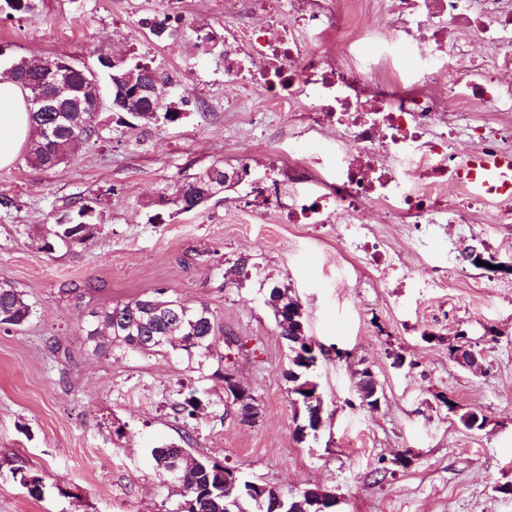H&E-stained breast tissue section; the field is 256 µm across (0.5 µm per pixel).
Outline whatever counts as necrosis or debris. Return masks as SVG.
Returning a JSON list of instances; mask_svg holds the SVG:
<instances>
[{"instance_id": "necrosis-or-debris-1", "label": "necrosis or debris", "mask_w": 512, "mask_h": 512, "mask_svg": "<svg viewBox=\"0 0 512 512\" xmlns=\"http://www.w3.org/2000/svg\"><path fill=\"white\" fill-rule=\"evenodd\" d=\"M480 35L485 55L449 40ZM336 45L311 48L304 33ZM224 78L260 86L277 110L306 104L334 127L336 150L310 155L287 224H338L366 262L404 274L363 215L404 225L411 236L488 219L512 224V202L488 206L454 177L460 143L512 154V0H240L224 33ZM428 61L420 79L401 66L410 47Z\"/></svg>"}]
</instances>
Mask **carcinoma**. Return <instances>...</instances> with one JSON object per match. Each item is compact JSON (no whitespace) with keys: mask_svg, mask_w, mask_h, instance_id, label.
Wrapping results in <instances>:
<instances>
[{"mask_svg":"<svg viewBox=\"0 0 512 512\" xmlns=\"http://www.w3.org/2000/svg\"><path fill=\"white\" fill-rule=\"evenodd\" d=\"M36 10V0H0V12L7 15L20 13L32 15ZM157 39H168L175 34L168 19L155 17L142 22ZM59 57L24 58L18 61L24 75L20 86L30 91L32 85H40L49 73V68ZM105 75L110 91V111L114 114L141 116L153 110L157 117H147L145 121L163 120L174 122L180 118L181 111L172 102L151 104L131 94L142 76L152 74L163 79L157 68L143 62L135 56L120 57L110 64L97 63L96 70L77 68L73 73L70 111L34 112L31 114L34 136L28 142L25 160L28 164L51 170L67 157L73 143L88 139L96 134L95 126L107 124L108 117L103 115L102 105L92 104L90 92L85 89L89 80ZM247 174L246 169L224 167V162L214 161L204 169L191 175L177 186L173 197L166 203L190 210L209 199L224 193ZM95 209L88 204L80 205L75 211V221L70 224L56 225L54 242L44 245L46 250L55 246L67 248L83 244L93 233ZM266 302L273 311L280 334L286 340L289 350V368L286 378L289 393L295 396L294 403L302 411L301 422L295 426L294 433L303 438L302 428L308 432L316 431L311 414L323 406V399H309V395L319 392L314 370L306 364L309 353L306 343L296 339L304 326V315L300 313L298 299L289 295V288L277 284L267 287ZM34 313V304L24 291L16 288L6 279L0 280V328L8 330L24 325ZM78 331L83 336L85 350L95 356L108 357L114 350L133 353L161 352L172 349L197 365V370H208L211 377L224 381V357L213 352L214 345L220 341L223 329L214 312L205 304L194 305L179 298L166 295V289L159 288L153 293L134 298L123 304L93 309L81 318ZM199 400L192 394L171 405L174 413L182 418L195 415ZM182 447L170 444L151 450L155 466L165 472L177 467L176 482L183 488V495L172 512H225L224 503H231V512H246L243 503L252 501L257 512H273L277 501H283L280 512H289L293 501L302 497H292L274 486L257 485L208 456L197 455L192 459L181 457ZM237 479L236 489L231 496L224 495V476Z\"/></svg>","mask_w":512,"mask_h":512,"instance_id":"carcinoma-1","label":"carcinoma"}]
</instances>
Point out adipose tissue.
Returning <instances> with one entry per match:
<instances>
[{
  "label": "adipose tissue",
  "instance_id": "ef3b65f1",
  "mask_svg": "<svg viewBox=\"0 0 512 512\" xmlns=\"http://www.w3.org/2000/svg\"><path fill=\"white\" fill-rule=\"evenodd\" d=\"M32 133L25 91L0 76V168L10 166Z\"/></svg>",
  "mask_w": 512,
  "mask_h": 512
}]
</instances>
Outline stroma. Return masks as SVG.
Masks as SVG:
<instances>
[{
    "mask_svg": "<svg viewBox=\"0 0 512 512\" xmlns=\"http://www.w3.org/2000/svg\"><path fill=\"white\" fill-rule=\"evenodd\" d=\"M158 0H39L34 15L0 13V73L30 56L94 65V52L135 50L169 77L168 100L183 104L176 122L125 117L45 170L17 158L0 168V278L35 304L30 320L0 330V512H172L179 500L156 469L153 447L191 433L194 451L247 479L298 492L320 487L343 499V512H512V272L463 261L464 247L512 261V227L453 224L427 246L403 225L381 224L385 249L411 275L397 283L340 242L332 224H286L288 136L304 132L325 150L305 111H272L262 89L224 81V58L200 37L236 20L232 0H182L187 23L156 41L139 19ZM272 171L279 208L247 202L237 183L189 211L167 203L176 186L214 161ZM99 224L85 244L44 250L55 225L81 203ZM249 256L257 277L228 274ZM446 268V285L431 287ZM288 286L306 333L322 344L316 376L324 401L317 435L297 439L296 407L285 372L288 346L264 303L265 285ZM206 304L225 331L220 342L260 415L244 424L225 411L224 388L174 353L88 354L78 320L88 311L154 291ZM466 339L481 368L449 355ZM403 365H396V358ZM370 370L377 409L361 405L355 374ZM201 401L189 421L174 418L180 394ZM482 415L468 430L459 413ZM409 465H400L403 454ZM42 477L43 498L12 474Z\"/></svg>",
    "mask_w": 512,
    "mask_h": 512,
    "instance_id": "stroma-1",
    "label": "stroma"
}]
</instances>
